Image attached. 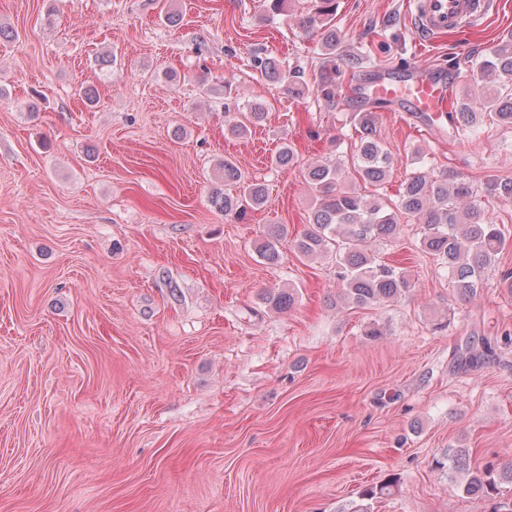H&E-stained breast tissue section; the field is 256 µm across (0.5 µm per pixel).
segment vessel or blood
<instances>
[{"instance_id": "vessel-or-blood-1", "label": "vessel or blood", "mask_w": 512, "mask_h": 512, "mask_svg": "<svg viewBox=\"0 0 512 512\" xmlns=\"http://www.w3.org/2000/svg\"><path fill=\"white\" fill-rule=\"evenodd\" d=\"M414 26L420 40L459 34L479 27L488 13L496 11L497 0H414ZM368 98L394 103L424 128L440 136L448 134L447 114L451 91L446 78L409 67L403 75L386 74L366 88Z\"/></svg>"}]
</instances>
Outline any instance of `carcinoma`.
Here are the masks:
<instances>
[{"mask_svg":"<svg viewBox=\"0 0 512 512\" xmlns=\"http://www.w3.org/2000/svg\"><path fill=\"white\" fill-rule=\"evenodd\" d=\"M310 8L301 14L297 28L317 39L323 55L319 81L309 86L300 67L267 57L255 58L262 75L278 83L282 94L299 97L315 91L332 102L336 96V66L339 46L336 33V0H310ZM467 82L477 85L481 95L473 99L467 92L456 95L455 110L448 121L455 135L470 142L483 134L485 115L512 128V34L494 45L487 56L471 65ZM266 105L251 104L250 110L228 122V131L241 136L251 125L264 122ZM360 137L356 145L353 168L339 163H315L308 168L309 183L316 192L315 201L306 219L304 230L295 238L294 249L299 256L311 259L330 255L336 262V278L341 282L339 301L344 305L366 308L394 300L412 288L405 271L389 264L369 249L374 241L393 242L404 224H418L422 229L421 246L438 257L446 268L448 282L460 300L474 299L484 273L506 247L509 235L505 227L491 218L484 197L512 203V180L489 179L482 189L444 171L434 174L426 154L412 149L417 166L403 182L393 198L359 189H346L347 182H362L380 188L386 181L393 157L373 132L370 112L358 114ZM224 185L235 186L239 194L221 189L212 191L211 202L224 215L240 216L245 207L257 208L265 201L266 188L259 182H247L234 161L220 164ZM288 235L284 224L268 230L257 252L270 264L280 259L279 244ZM271 310H286L295 302L293 290L268 289L259 296ZM483 350H466L458 358V366L472 367L494 354L488 340ZM437 469L448 474V480L460 482L470 496L495 500L512 490V459L470 467L469 451L450 448L436 461ZM399 479L390 477L379 484L366 486L356 500L338 512H369L368 501L390 496L398 488Z\"/></svg>","mask_w":512,"mask_h":512,"instance_id":"carcinoma-1","label":"carcinoma"}]
</instances>
